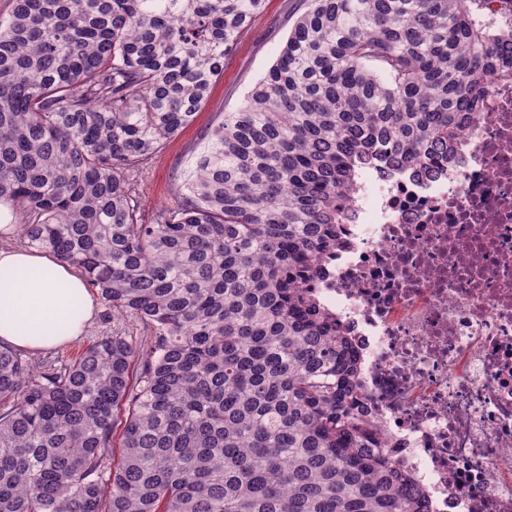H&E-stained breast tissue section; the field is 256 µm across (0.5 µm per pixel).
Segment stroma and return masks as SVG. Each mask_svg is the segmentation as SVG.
Returning <instances> with one entry per match:
<instances>
[{
  "label": "stroma",
  "instance_id": "1",
  "mask_svg": "<svg viewBox=\"0 0 512 512\" xmlns=\"http://www.w3.org/2000/svg\"><path fill=\"white\" fill-rule=\"evenodd\" d=\"M303 10V0H265L261 17L225 60L223 75L213 85L208 101L197 112L194 121L169 139L159 153L131 172L130 178L140 195L144 216H151L159 206H175L174 174H181L186 180L192 177L196 161L207 144V131L223 113L235 111L242 105L252 86L278 58L293 21ZM113 333L139 339L146 335L147 329L134 319L112 314L101 301L83 335L56 348L55 353L70 358L94 341Z\"/></svg>",
  "mask_w": 512,
  "mask_h": 512
}]
</instances>
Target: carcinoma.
Here are the masks:
<instances>
[{
	"instance_id": "obj_1",
	"label": "carcinoma",
	"mask_w": 512,
	"mask_h": 512,
	"mask_svg": "<svg viewBox=\"0 0 512 512\" xmlns=\"http://www.w3.org/2000/svg\"><path fill=\"white\" fill-rule=\"evenodd\" d=\"M508 0H309L206 134L174 208L129 173L188 125L265 0H10L0 198L140 344L0 345V512H433L364 420L362 358L308 291L358 168L430 174L493 79Z\"/></svg>"
}]
</instances>
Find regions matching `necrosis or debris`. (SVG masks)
Here are the masks:
<instances>
[{"instance_id": "necrosis-or-debris-1", "label": "necrosis or debris", "mask_w": 512, "mask_h": 512, "mask_svg": "<svg viewBox=\"0 0 512 512\" xmlns=\"http://www.w3.org/2000/svg\"><path fill=\"white\" fill-rule=\"evenodd\" d=\"M312 290L363 354L364 417L434 512H512V82L430 177L357 174Z\"/></svg>"}]
</instances>
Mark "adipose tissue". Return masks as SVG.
I'll list each match as a JSON object with an SVG mask.
<instances>
[{
    "instance_id": "adipose-tissue-1",
    "label": "adipose tissue",
    "mask_w": 512,
    "mask_h": 512,
    "mask_svg": "<svg viewBox=\"0 0 512 512\" xmlns=\"http://www.w3.org/2000/svg\"><path fill=\"white\" fill-rule=\"evenodd\" d=\"M19 230L12 201H0V343L51 349L81 336L94 313L85 280L69 265L8 246Z\"/></svg>"
}]
</instances>
